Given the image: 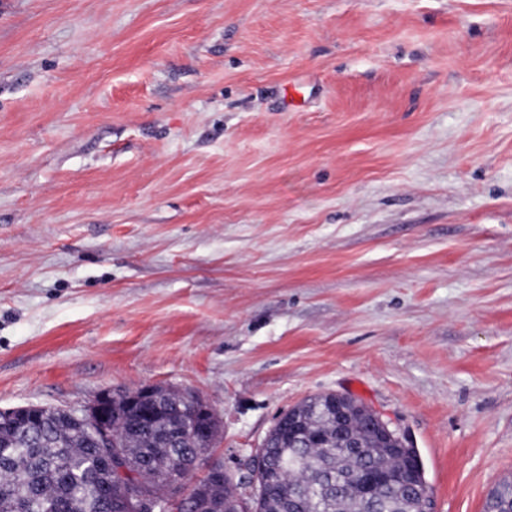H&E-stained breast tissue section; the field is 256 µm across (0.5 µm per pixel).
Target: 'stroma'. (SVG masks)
<instances>
[{
	"mask_svg": "<svg viewBox=\"0 0 512 512\" xmlns=\"http://www.w3.org/2000/svg\"><path fill=\"white\" fill-rule=\"evenodd\" d=\"M307 397L512 479V0H0V408Z\"/></svg>",
	"mask_w": 512,
	"mask_h": 512,
	"instance_id": "1",
	"label": "stroma"
}]
</instances>
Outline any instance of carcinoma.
<instances>
[{"instance_id": "1", "label": "carcinoma", "mask_w": 512, "mask_h": 512, "mask_svg": "<svg viewBox=\"0 0 512 512\" xmlns=\"http://www.w3.org/2000/svg\"><path fill=\"white\" fill-rule=\"evenodd\" d=\"M326 395L310 396L293 407L302 419L298 430L282 429L268 441L267 461L276 471L257 502V512H408L415 475L406 464L379 447L368 418L353 421V437L362 448L345 449L335 422L319 413ZM186 405L181 395L158 390L145 410L129 408L124 400L112 403L115 442L123 454L128 475L117 477L105 463V449L78 430L59 408L39 421L0 426V512H125L129 493L166 496L175 480H187L202 466L198 449L208 448L219 431V421L202 422L206 432L185 433L181 421ZM377 466L388 480L375 486L368 499L347 485L350 472ZM200 497L174 498L173 512H218L224 486L204 477ZM495 507L512 508V480L496 485Z\"/></svg>"}]
</instances>
